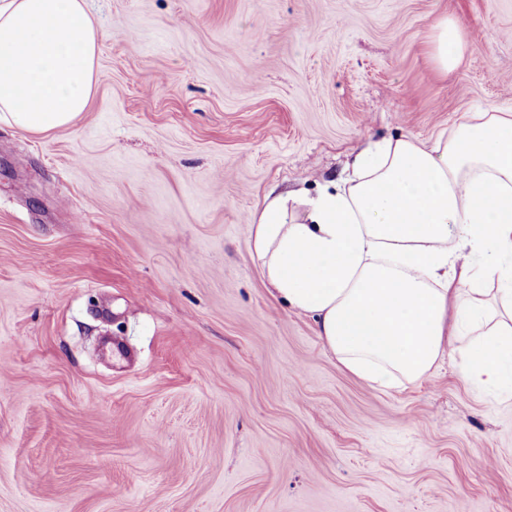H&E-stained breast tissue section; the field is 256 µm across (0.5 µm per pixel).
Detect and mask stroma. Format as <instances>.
<instances>
[{
    "label": "stroma",
    "instance_id": "obj_1",
    "mask_svg": "<svg viewBox=\"0 0 512 512\" xmlns=\"http://www.w3.org/2000/svg\"><path fill=\"white\" fill-rule=\"evenodd\" d=\"M87 5V111L0 124V512H512V396L456 353L371 388L249 247L269 195L512 110V0ZM434 56L439 64L448 69V63L461 51L462 39L459 26L447 20L434 26L432 36Z\"/></svg>",
    "mask_w": 512,
    "mask_h": 512
}]
</instances>
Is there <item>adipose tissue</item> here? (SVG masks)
I'll return each instance as SVG.
<instances>
[{"mask_svg":"<svg viewBox=\"0 0 512 512\" xmlns=\"http://www.w3.org/2000/svg\"><path fill=\"white\" fill-rule=\"evenodd\" d=\"M98 43L85 0H0V122L73 125ZM250 246L270 293L314 318L326 351L371 387L430 378L461 341L463 378L512 392V113H469L429 147L371 144L315 195L270 199Z\"/></svg>","mask_w":512,"mask_h":512,"instance_id":"adipose-tissue-1","label":"adipose tissue"}]
</instances>
